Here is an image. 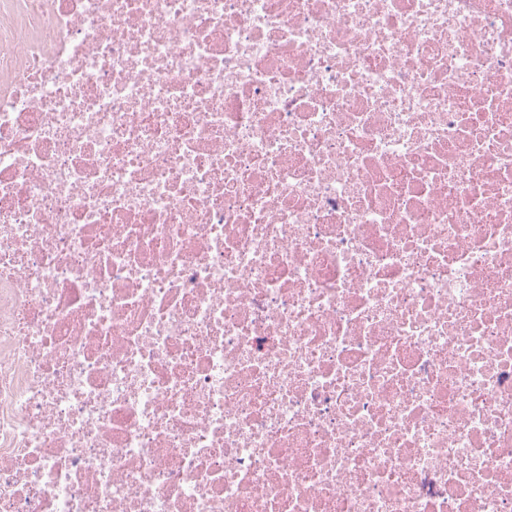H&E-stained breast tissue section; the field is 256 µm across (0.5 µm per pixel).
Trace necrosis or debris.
I'll use <instances>...</instances> for the list:
<instances>
[{
	"label": "necrosis or debris",
	"mask_w": 512,
	"mask_h": 512,
	"mask_svg": "<svg viewBox=\"0 0 512 512\" xmlns=\"http://www.w3.org/2000/svg\"><path fill=\"white\" fill-rule=\"evenodd\" d=\"M0 512H512V0H0Z\"/></svg>",
	"instance_id": "1"
}]
</instances>
